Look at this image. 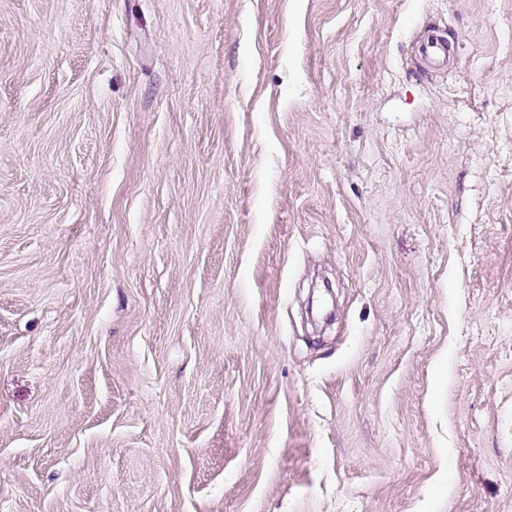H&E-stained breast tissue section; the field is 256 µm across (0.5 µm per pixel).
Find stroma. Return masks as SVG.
<instances>
[{"instance_id":"stroma-1","label":"stroma","mask_w":512,"mask_h":512,"mask_svg":"<svg viewBox=\"0 0 512 512\" xmlns=\"http://www.w3.org/2000/svg\"><path fill=\"white\" fill-rule=\"evenodd\" d=\"M0 512H512V0H0ZM422 53L431 68L441 69L448 65L452 47L446 41L431 38L422 46Z\"/></svg>"}]
</instances>
